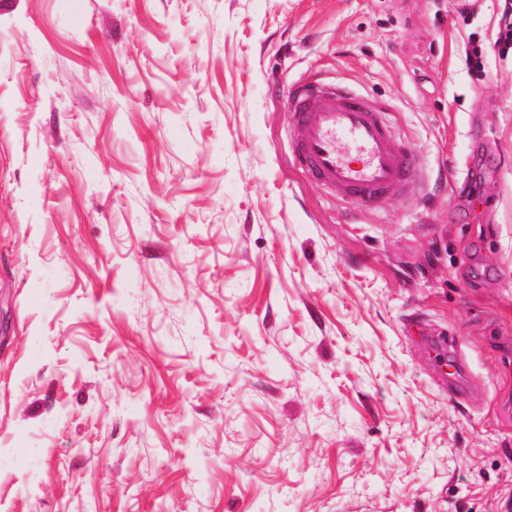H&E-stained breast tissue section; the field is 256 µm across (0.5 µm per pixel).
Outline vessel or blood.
Returning <instances> with one entry per match:
<instances>
[{"mask_svg":"<svg viewBox=\"0 0 512 512\" xmlns=\"http://www.w3.org/2000/svg\"><path fill=\"white\" fill-rule=\"evenodd\" d=\"M288 106L304 170L336 196L369 208L415 186L412 148L350 89L307 81L290 89Z\"/></svg>","mask_w":512,"mask_h":512,"instance_id":"1","label":"vessel or blood"}]
</instances>
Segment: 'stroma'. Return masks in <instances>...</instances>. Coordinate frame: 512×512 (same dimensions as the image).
<instances>
[{
    "label": "stroma",
    "instance_id": "obj_1",
    "mask_svg": "<svg viewBox=\"0 0 512 512\" xmlns=\"http://www.w3.org/2000/svg\"><path fill=\"white\" fill-rule=\"evenodd\" d=\"M469 5L0 0V512H512V56L470 75ZM312 79L416 193L307 174ZM288 106L303 169L336 196L370 208L415 186V152L380 108L350 89L307 81L290 89ZM348 148L358 155L347 156Z\"/></svg>",
    "mask_w": 512,
    "mask_h": 512
}]
</instances>
